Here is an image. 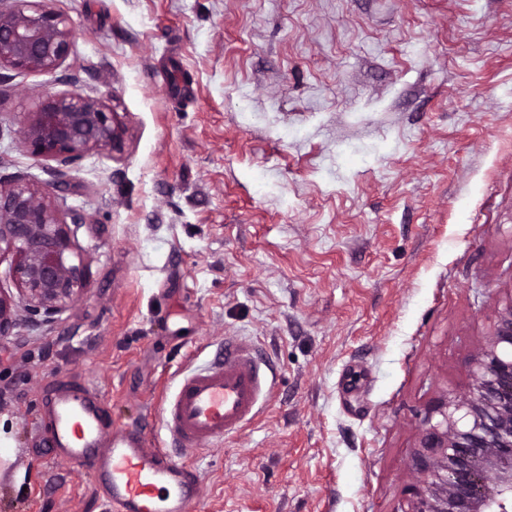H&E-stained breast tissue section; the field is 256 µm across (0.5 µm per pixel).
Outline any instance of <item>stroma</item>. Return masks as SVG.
Returning <instances> with one entry per match:
<instances>
[{"label":"stroma","mask_w":512,"mask_h":512,"mask_svg":"<svg viewBox=\"0 0 512 512\" xmlns=\"http://www.w3.org/2000/svg\"><path fill=\"white\" fill-rule=\"evenodd\" d=\"M50 3L72 54L0 69V179L56 180L21 143L37 88L102 98L124 148L68 170L86 290L0 338V512H108L54 457L49 386L166 448L164 398L228 336L275 391L177 449L197 512H406L426 416L512 302V0Z\"/></svg>","instance_id":"stroma-1"}]
</instances>
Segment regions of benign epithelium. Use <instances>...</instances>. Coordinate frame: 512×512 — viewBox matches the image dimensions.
Instances as JSON below:
<instances>
[{
  "instance_id": "7a95c632",
  "label": "benign epithelium",
  "mask_w": 512,
  "mask_h": 512,
  "mask_svg": "<svg viewBox=\"0 0 512 512\" xmlns=\"http://www.w3.org/2000/svg\"><path fill=\"white\" fill-rule=\"evenodd\" d=\"M0 3V67L50 73L72 51L70 19L46 0ZM23 144L55 171L92 151L122 150L124 128L102 99L74 90L43 94L21 119ZM83 217L55 203L47 186L20 177L0 182V254L15 257L20 301L50 322L86 287L71 225ZM16 322L14 300L0 293V337ZM474 383L457 400L434 407L438 421L413 454L420 475L409 512H512V301L497 311L493 331L473 358Z\"/></svg>"
}]
</instances>
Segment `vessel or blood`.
<instances>
[{
    "label": "vessel or blood",
    "mask_w": 512,
    "mask_h": 512,
    "mask_svg": "<svg viewBox=\"0 0 512 512\" xmlns=\"http://www.w3.org/2000/svg\"><path fill=\"white\" fill-rule=\"evenodd\" d=\"M272 388L269 367L255 346L228 338L223 359L183 375L163 407L170 448H148L136 425L103 433L100 398L79 382L59 385L52 393L49 443L62 460L92 466L110 512H195L200 479L176 460L175 449L234 436L260 413Z\"/></svg>",
    "instance_id": "1"
}]
</instances>
